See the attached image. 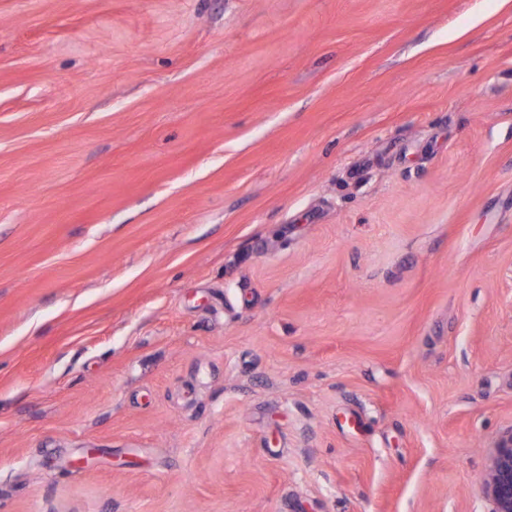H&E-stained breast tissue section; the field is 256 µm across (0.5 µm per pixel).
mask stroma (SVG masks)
Listing matches in <instances>:
<instances>
[{
    "label": "stroma",
    "instance_id": "stroma-1",
    "mask_svg": "<svg viewBox=\"0 0 512 512\" xmlns=\"http://www.w3.org/2000/svg\"><path fill=\"white\" fill-rule=\"evenodd\" d=\"M512 0H0V512H491Z\"/></svg>",
    "mask_w": 512,
    "mask_h": 512
}]
</instances>
